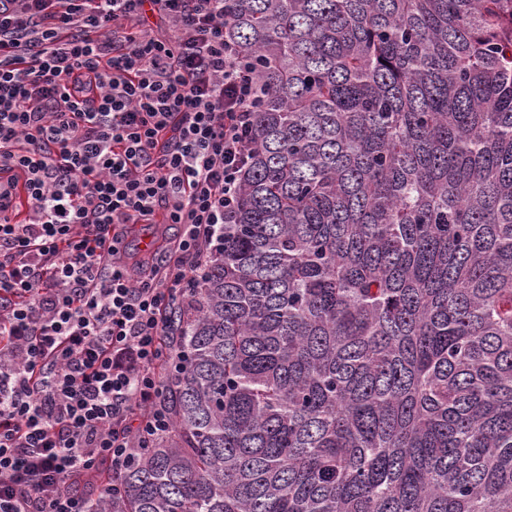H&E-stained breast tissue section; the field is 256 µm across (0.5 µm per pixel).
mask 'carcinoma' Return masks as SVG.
<instances>
[{
    "mask_svg": "<svg viewBox=\"0 0 512 512\" xmlns=\"http://www.w3.org/2000/svg\"><path fill=\"white\" fill-rule=\"evenodd\" d=\"M266 102L91 512H512V0H224Z\"/></svg>",
    "mask_w": 512,
    "mask_h": 512,
    "instance_id": "obj_1",
    "label": "carcinoma"
}]
</instances>
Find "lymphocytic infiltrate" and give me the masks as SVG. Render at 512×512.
Listing matches in <instances>:
<instances>
[{
    "instance_id": "obj_1",
    "label": "lymphocytic infiltrate",
    "mask_w": 512,
    "mask_h": 512,
    "mask_svg": "<svg viewBox=\"0 0 512 512\" xmlns=\"http://www.w3.org/2000/svg\"><path fill=\"white\" fill-rule=\"evenodd\" d=\"M265 93L224 0H0V512H88L81 471L169 426L164 311L224 233ZM127 224H176L160 263Z\"/></svg>"
}]
</instances>
